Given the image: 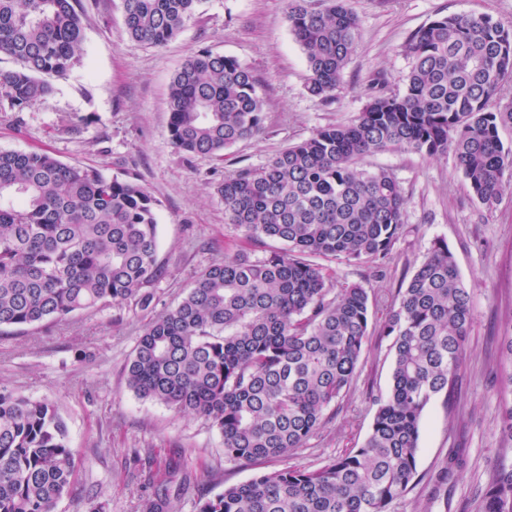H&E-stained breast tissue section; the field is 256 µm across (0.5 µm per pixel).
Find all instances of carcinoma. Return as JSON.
Wrapping results in <instances>:
<instances>
[{
    "mask_svg": "<svg viewBox=\"0 0 512 512\" xmlns=\"http://www.w3.org/2000/svg\"><path fill=\"white\" fill-rule=\"evenodd\" d=\"M202 0H123L124 32L151 46L171 40ZM288 24L301 46L310 95L333 98L359 45L347 0L323 10L288 0ZM79 0H0V98L19 112L79 63ZM403 52L405 90L371 96L355 123L332 125L284 149L261 167L224 177L225 223L279 246L237 255L196 275L175 306L138 336L125 366L128 388L178 414L205 419L224 440V459L266 462L302 448L340 405L372 335L369 289L335 286L323 256L365 264L383 275L405 233L407 195L376 153L451 152L473 196L497 205L507 189L512 145V23L454 14L414 31ZM253 72L208 51L174 74L169 136L185 155L224 156L259 135L263 101ZM156 200L138 183L107 178L38 152L0 150V327L31 326L106 303L146 308L164 276ZM472 322L470 294L456 260L435 239L378 334L391 339L386 393L374 399L369 435L316 469L259 472L199 500L197 512H387L420 483V428L430 402L457 399ZM498 431L512 444V333L501 338ZM190 475L170 461L165 479L138 505L169 512L168 483ZM75 451L57 406L0 387V512H55L74 489ZM481 512H512V464L495 467Z\"/></svg>",
    "mask_w": 512,
    "mask_h": 512,
    "instance_id": "1",
    "label": "carcinoma"
}]
</instances>
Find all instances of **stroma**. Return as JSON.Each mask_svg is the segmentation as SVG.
Instances as JSON below:
<instances>
[{"label": "stroma", "instance_id": "obj_1", "mask_svg": "<svg viewBox=\"0 0 512 512\" xmlns=\"http://www.w3.org/2000/svg\"><path fill=\"white\" fill-rule=\"evenodd\" d=\"M85 27L81 61L51 92L18 112L0 100V150L44 151L61 162L105 177L139 183L158 202L159 258L167 267L143 308L108 303L61 320L0 328V387L55 403L80 463L75 492L55 512H134L164 478L169 460L191 475L190 488L171 483L174 512H196L199 498L250 479L257 469L224 460V442L200 418L138 398L124 368L144 327L180 301L196 274L238 254L260 256L272 247L251 240L224 221L217 186L238 168L259 167L319 128L353 123L370 93L401 91L409 63L407 38L437 17L487 14L512 21V0H348L360 25V44L343 70L332 100L309 95V71L287 19V0H204L198 13L160 47L124 33L122 0H81ZM208 50L251 68L260 80L262 132L225 150L223 158L188 156L169 139L166 107L170 81L192 54ZM366 168H386L408 196L406 232L395 244L385 276L366 265L328 259L338 283L370 290L373 320H381L432 241L445 239L470 291L473 323L463 355L454 407L442 398L428 405L421 423L417 468L422 482L394 500L388 512H480L495 466L512 459L496 427L500 399L499 340L512 329V193L493 208L473 197L454 155L434 159L382 152ZM390 341L371 336L357 378L340 410L304 447L264 463L314 469L330 456L361 445L371 428L373 399L386 392L392 371ZM154 449L153 464L135 458ZM448 469V482L432 479Z\"/></svg>", "mask_w": 512, "mask_h": 512}]
</instances>
